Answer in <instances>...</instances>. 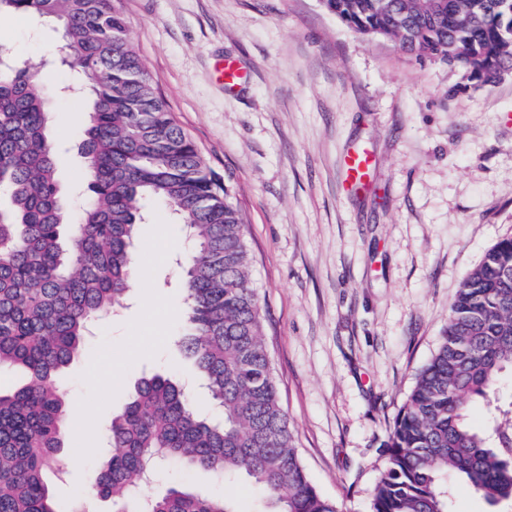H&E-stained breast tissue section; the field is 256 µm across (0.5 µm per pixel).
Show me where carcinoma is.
Here are the masks:
<instances>
[{
	"label": "carcinoma",
	"mask_w": 512,
	"mask_h": 512,
	"mask_svg": "<svg viewBox=\"0 0 512 512\" xmlns=\"http://www.w3.org/2000/svg\"><path fill=\"white\" fill-rule=\"evenodd\" d=\"M492 0H325L356 33L389 38L468 83L512 70V12ZM58 25L57 68L79 69L88 108L80 149L88 192L77 219L57 174L52 107L28 70L0 62V366L27 370L0 389V512H59L43 481L62 470L67 402L56 378L90 326L123 305L135 268L145 203L165 204L186 226L184 332L178 346L211 400L200 414L164 373L142 377L109 426L111 449L92 489L136 512H236L224 496L185 483L141 499L138 482L167 459L218 479L244 478L264 512H338L302 466L263 340L245 225L231 189L215 178L173 118L129 37L119 0H0V14ZM512 237L498 241L458 289L441 342L397 415L388 465L371 512H448V481L461 478L492 506L512 504ZM489 410L482 429L471 402Z\"/></svg>",
	"instance_id": "carcinoma-1"
}]
</instances>
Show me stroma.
Returning <instances> with one entry per match:
<instances>
[{
	"mask_svg": "<svg viewBox=\"0 0 512 512\" xmlns=\"http://www.w3.org/2000/svg\"><path fill=\"white\" fill-rule=\"evenodd\" d=\"M130 38L173 117L208 167L233 187L245 220L280 399L316 490L339 512H371L386 445L418 371L438 347L456 292L500 239L512 236V73L460 89L448 67L368 39L320 0H121ZM49 25L0 16V55L37 73L63 55ZM245 77L226 89L224 58ZM58 177L72 215L88 195L79 146L86 114L51 72ZM375 156L371 189L344 188L342 158ZM184 234L164 205L135 241L150 263L141 289L98 320L65 369V473L47 481L61 512L88 487L108 451L114 413L135 382L161 372L191 384L214 415L198 373L174 344L183 293ZM187 483L262 512L248 481L164 463L143 494Z\"/></svg>",
	"mask_w": 512,
	"mask_h": 512,
	"instance_id": "35a3bbf8",
	"label": "stroma"
}]
</instances>
